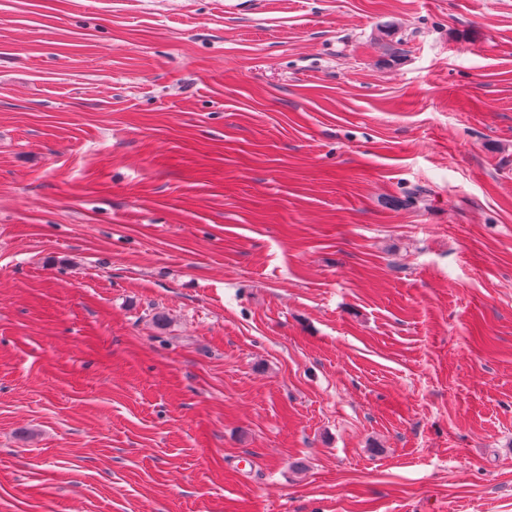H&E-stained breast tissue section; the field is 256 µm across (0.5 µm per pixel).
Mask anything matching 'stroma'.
Returning <instances> with one entry per match:
<instances>
[{
	"instance_id": "obj_1",
	"label": "stroma",
	"mask_w": 512,
	"mask_h": 512,
	"mask_svg": "<svg viewBox=\"0 0 512 512\" xmlns=\"http://www.w3.org/2000/svg\"><path fill=\"white\" fill-rule=\"evenodd\" d=\"M0 512H512V0H0Z\"/></svg>"
}]
</instances>
